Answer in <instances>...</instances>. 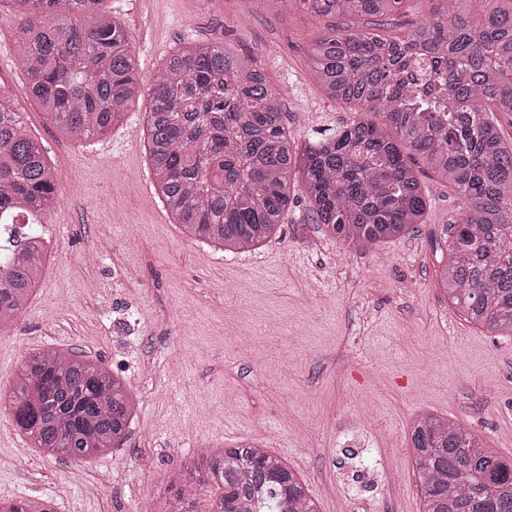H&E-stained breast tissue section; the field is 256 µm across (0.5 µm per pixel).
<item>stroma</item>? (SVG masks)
<instances>
[{"mask_svg":"<svg viewBox=\"0 0 512 512\" xmlns=\"http://www.w3.org/2000/svg\"><path fill=\"white\" fill-rule=\"evenodd\" d=\"M109 6L136 39L143 82L180 41H220L256 56L297 141L350 117L314 81L308 47L328 27L366 20L285 15L274 0ZM23 82L16 19L4 7L0 87L20 93ZM149 104L141 95L110 134L77 142L20 101L58 175L49 223L61 234L29 302L0 332V395L29 352L51 347L118 371L139 408L122 445L86 461L39 452L1 408L0 497L53 496L57 512H145L204 446L245 440L285 459L319 512H422L410 444L422 412L512 458V339L464 321L438 283L459 216L445 183L422 176L427 223L368 252L326 236L302 200L261 249L225 252L189 238L157 198ZM97 251L104 260L93 268L85 258ZM179 358L172 373L167 363ZM360 407L368 419L358 426Z\"/></svg>","mask_w":512,"mask_h":512,"instance_id":"35a3bbf8","label":"stroma"}]
</instances>
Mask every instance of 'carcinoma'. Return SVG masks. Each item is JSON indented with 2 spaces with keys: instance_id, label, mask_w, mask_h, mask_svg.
Masks as SVG:
<instances>
[{
  "instance_id": "cac0c4a2",
  "label": "carcinoma",
  "mask_w": 512,
  "mask_h": 512,
  "mask_svg": "<svg viewBox=\"0 0 512 512\" xmlns=\"http://www.w3.org/2000/svg\"><path fill=\"white\" fill-rule=\"evenodd\" d=\"M17 21L23 94L74 141L119 125L142 93L135 37L104 0H5ZM317 17L386 19L405 0H276ZM326 95L353 107L334 131L298 149L281 92L250 54L217 42H182L155 72L147 116L155 191L191 236L224 251L269 240L295 185L311 221L358 251L426 223L418 173L430 170L460 200L440 273L465 320L512 337V137L496 114L512 113V0H437L397 36L335 29L309 48ZM382 112L386 123L366 115ZM59 180L0 90V331L12 326L47 261L43 224ZM12 421L46 455L84 460L121 444L137 402L100 361L58 349L27 356L5 400ZM423 512H512V459L459 423L426 412L411 428ZM319 512L282 458L250 442L197 455L171 478L179 507L196 512ZM0 512H50L46 502L1 499Z\"/></svg>"
}]
</instances>
